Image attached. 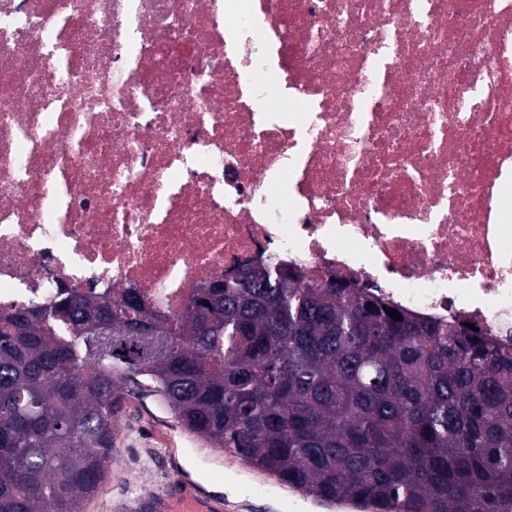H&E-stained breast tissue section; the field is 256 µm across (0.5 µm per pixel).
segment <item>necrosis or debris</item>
<instances>
[{"label":"necrosis or debris","instance_id":"1","mask_svg":"<svg viewBox=\"0 0 512 512\" xmlns=\"http://www.w3.org/2000/svg\"><path fill=\"white\" fill-rule=\"evenodd\" d=\"M511 202L512 0H0V311L275 257L507 343Z\"/></svg>","mask_w":512,"mask_h":512}]
</instances>
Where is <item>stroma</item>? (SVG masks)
<instances>
[{
    "label": "stroma",
    "instance_id": "stroma-1",
    "mask_svg": "<svg viewBox=\"0 0 512 512\" xmlns=\"http://www.w3.org/2000/svg\"><path fill=\"white\" fill-rule=\"evenodd\" d=\"M172 457L201 493L229 500L238 512H281L287 500L293 501V512H318L311 498L289 493L275 477L186 431L153 397L125 398L112 443L110 472L84 512H132L134 499L164 482Z\"/></svg>",
    "mask_w": 512,
    "mask_h": 512
}]
</instances>
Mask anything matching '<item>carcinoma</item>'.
Returning <instances> with one entry per match:
<instances>
[{
    "label": "carcinoma",
    "mask_w": 512,
    "mask_h": 512,
    "mask_svg": "<svg viewBox=\"0 0 512 512\" xmlns=\"http://www.w3.org/2000/svg\"><path fill=\"white\" fill-rule=\"evenodd\" d=\"M396 310L401 319L386 310ZM325 501L512 512V346L276 258L168 314L130 288L0 312V512H82L123 396Z\"/></svg>",
    "instance_id": "cac0c4a2"
}]
</instances>
